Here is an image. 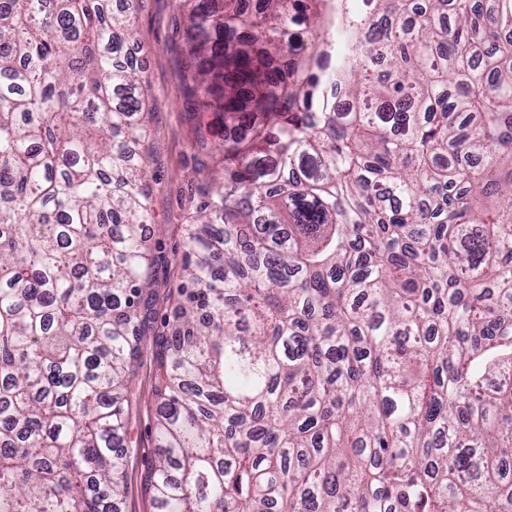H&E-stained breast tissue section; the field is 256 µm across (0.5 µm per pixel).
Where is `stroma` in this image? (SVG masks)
I'll return each instance as SVG.
<instances>
[{
    "mask_svg": "<svg viewBox=\"0 0 512 512\" xmlns=\"http://www.w3.org/2000/svg\"><path fill=\"white\" fill-rule=\"evenodd\" d=\"M132 50L147 100L144 145L152 192V224L147 227L151 260L149 286L139 304L144 337L126 412L134 441L125 471L122 512H154L147 479L155 466V381L159 344L184 282L182 255L186 229L197 218L214 165L204 164L200 139L218 143L224 126L210 112L187 111L178 89L184 29L175 0H136Z\"/></svg>",
    "mask_w": 512,
    "mask_h": 512,
    "instance_id": "35a3bbf8",
    "label": "stroma"
}]
</instances>
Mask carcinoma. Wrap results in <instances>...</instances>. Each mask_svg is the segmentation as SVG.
<instances>
[{
	"label": "carcinoma",
	"mask_w": 512,
	"mask_h": 512,
	"mask_svg": "<svg viewBox=\"0 0 512 512\" xmlns=\"http://www.w3.org/2000/svg\"><path fill=\"white\" fill-rule=\"evenodd\" d=\"M0 0V512H120L152 223L133 0ZM230 125L157 358L156 512H512V0H177Z\"/></svg>",
	"instance_id": "1"
}]
</instances>
